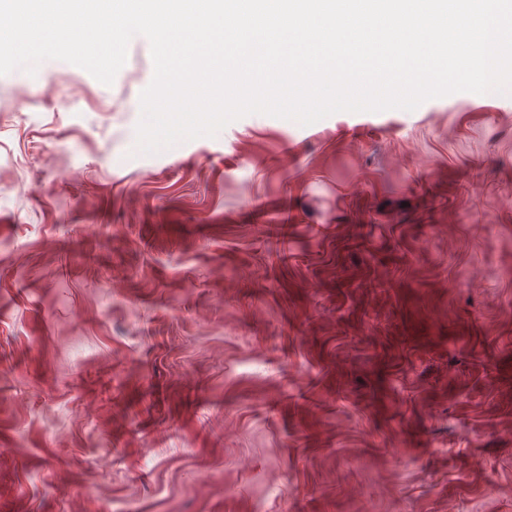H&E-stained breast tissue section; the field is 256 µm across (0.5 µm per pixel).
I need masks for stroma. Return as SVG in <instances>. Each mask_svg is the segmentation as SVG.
<instances>
[{"mask_svg": "<svg viewBox=\"0 0 512 512\" xmlns=\"http://www.w3.org/2000/svg\"><path fill=\"white\" fill-rule=\"evenodd\" d=\"M153 74L0 75V512H512V98L148 155Z\"/></svg>", "mask_w": 512, "mask_h": 512, "instance_id": "stroma-1", "label": "stroma"}]
</instances>
